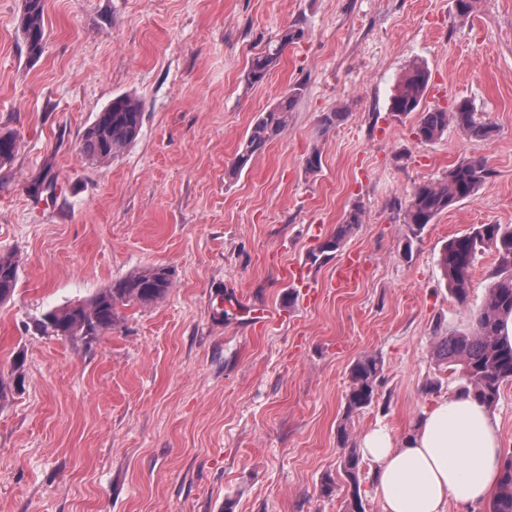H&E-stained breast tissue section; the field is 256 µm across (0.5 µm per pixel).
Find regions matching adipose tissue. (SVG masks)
Returning <instances> with one entry per match:
<instances>
[{
  "mask_svg": "<svg viewBox=\"0 0 512 512\" xmlns=\"http://www.w3.org/2000/svg\"><path fill=\"white\" fill-rule=\"evenodd\" d=\"M358 448L374 467L382 512H476L494 499L503 472L499 425L473 396L443 395L401 437L372 429Z\"/></svg>",
  "mask_w": 512,
  "mask_h": 512,
  "instance_id": "1",
  "label": "adipose tissue"
}]
</instances>
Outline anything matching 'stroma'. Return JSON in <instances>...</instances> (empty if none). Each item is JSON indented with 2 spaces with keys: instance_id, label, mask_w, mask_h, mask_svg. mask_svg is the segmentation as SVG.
<instances>
[{
  "instance_id": "obj_1",
  "label": "stroma",
  "mask_w": 512,
  "mask_h": 512,
  "mask_svg": "<svg viewBox=\"0 0 512 512\" xmlns=\"http://www.w3.org/2000/svg\"><path fill=\"white\" fill-rule=\"evenodd\" d=\"M21 5L0 0V132L19 142L0 165V253L19 261L0 376L20 380L0 402V512H343L339 429L408 434L458 388L435 348L470 328L497 257L478 254L461 302L443 245L512 225V0H473L464 18L456 0H44L36 59ZM291 25L302 38L249 85L252 58ZM415 60L446 87L424 106L469 100L492 140L417 141L416 115L390 110ZM294 87L287 130L227 179L256 117ZM123 94L141 104L140 133L91 163L82 136ZM333 110L345 119L322 130ZM470 157L489 169L477 193L408 241L413 187ZM355 206L362 224L313 261ZM352 255L359 277L335 284ZM158 265L169 292L121 308L92 345L34 330L46 310ZM237 300L280 320L249 326ZM367 355L383 371L349 415L350 368Z\"/></svg>"
}]
</instances>
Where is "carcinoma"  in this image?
<instances>
[{
  "label": "carcinoma",
  "mask_w": 512,
  "mask_h": 512,
  "mask_svg": "<svg viewBox=\"0 0 512 512\" xmlns=\"http://www.w3.org/2000/svg\"><path fill=\"white\" fill-rule=\"evenodd\" d=\"M19 28L29 57L38 58L46 37L43 0H24ZM301 35V30L291 26L282 29L265 51L252 59L247 73L250 84L263 82L279 64L284 50ZM429 80L427 66L422 62L412 63L391 100V111L395 115L418 114L415 136L419 143L440 139L450 124L470 140L486 141L494 136L495 127L481 120L467 99L454 102L448 110L422 108ZM298 96V89H291L260 114L240 143L227 177L238 176L255 154L287 129L288 113L293 111ZM141 125L138 101L129 95L117 96L96 114L86 129L80 152L93 163H108L135 141ZM17 148L13 134L0 133L1 164L10 161ZM487 174L484 159L471 157L448 170L443 178L415 186L404 215L410 232L405 248H410L411 240L419 238L440 213L473 196ZM362 215L358 207L350 210L336 231L320 243L318 255L327 257L338 251L352 230L362 223ZM485 249L496 253L498 266L484 301L470 329L450 331L441 338L437 356L447 364L448 376H458V392L472 395L492 407L499 399L503 384L512 382V344L500 339L501 322L512 317V225L480 224L464 235L449 239L442 249L440 265L449 290L463 302L468 297L477 254ZM17 284V260L11 254H0V303L11 299ZM171 287L170 269L155 266L114 282L86 301L44 312L36 320V327L52 336L90 344L115 326L120 319V308L150 305L163 298ZM381 372L380 361L373 356H365L353 365L346 394L347 414L352 415L372 404ZM339 443L344 449L340 475L352 488L346 512H364L358 476L360 456L357 448L349 445V434L344 427L339 433ZM489 512H512V456L505 460L498 495Z\"/></svg>",
  "instance_id": "carcinoma-1"
}]
</instances>
